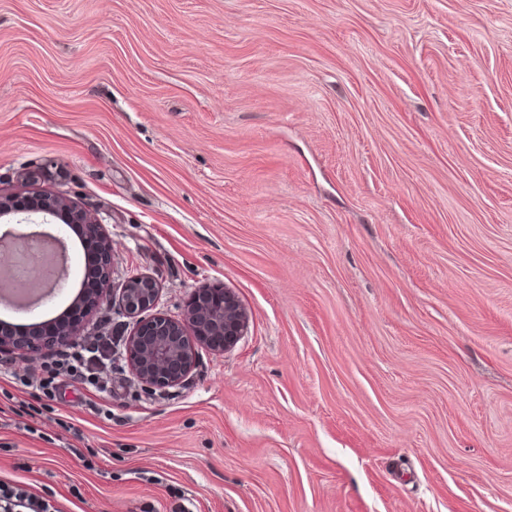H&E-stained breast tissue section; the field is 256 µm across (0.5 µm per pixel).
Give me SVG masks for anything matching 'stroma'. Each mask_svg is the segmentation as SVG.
<instances>
[{
  "label": "stroma",
  "mask_w": 512,
  "mask_h": 512,
  "mask_svg": "<svg viewBox=\"0 0 512 512\" xmlns=\"http://www.w3.org/2000/svg\"><path fill=\"white\" fill-rule=\"evenodd\" d=\"M101 223L110 285L248 315L144 393L0 394L53 512H512V0H0V191ZM67 286L0 320L38 324Z\"/></svg>",
  "instance_id": "1"
}]
</instances>
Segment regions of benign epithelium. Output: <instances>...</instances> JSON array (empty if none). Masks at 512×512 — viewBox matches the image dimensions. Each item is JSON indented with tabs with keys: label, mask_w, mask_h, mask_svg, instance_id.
<instances>
[{
	"label": "benign epithelium",
	"mask_w": 512,
	"mask_h": 512,
	"mask_svg": "<svg viewBox=\"0 0 512 512\" xmlns=\"http://www.w3.org/2000/svg\"><path fill=\"white\" fill-rule=\"evenodd\" d=\"M22 215L30 220L32 215L53 217L63 224H91L98 226L97 219L68 200L62 194L42 190L28 195H11L0 192V218L7 215ZM98 242L105 250L106 261L99 270V287L80 289L72 304H82L88 309L118 303L123 314L136 319V329L127 338L122 357L134 378L148 391L165 390L179 385L190 372L195 357V344H206V338L214 331L224 334V350L232 349L244 336L247 329L246 313L234 294L228 288L221 290L224 305L220 307L197 305L190 300L184 317L180 320L163 315L149 318L143 314L158 301V282L143 275H133L119 297H114L106 289L112 274L111 245L103 236ZM39 345H24L7 336L0 328V351L17 350L24 359L37 350Z\"/></svg>",
	"instance_id": "obj_1"
}]
</instances>
